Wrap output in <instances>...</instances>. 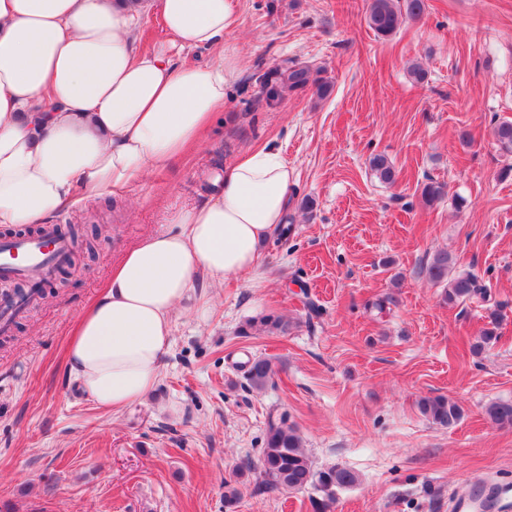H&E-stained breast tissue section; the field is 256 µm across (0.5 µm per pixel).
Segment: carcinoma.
I'll list each match as a JSON object with an SVG mask.
<instances>
[{
    "instance_id": "obj_1",
    "label": "carcinoma",
    "mask_w": 512,
    "mask_h": 512,
    "mask_svg": "<svg viewBox=\"0 0 512 512\" xmlns=\"http://www.w3.org/2000/svg\"><path fill=\"white\" fill-rule=\"evenodd\" d=\"M424 10L425 0H371L366 22L377 36L388 38L397 34L404 20L418 18ZM262 85L269 105L286 93L301 94L311 88L314 96L324 99L332 91L331 82L321 76V70L293 61L265 72ZM493 137L503 153L512 154V121L498 123L493 128ZM369 168L380 183L388 186L395 184L396 170L386 156H372ZM444 194V186L433 180L425 183L421 189L422 201L427 205L438 202ZM425 273L431 282L442 286L443 299L450 305L463 304L477 296L487 295V286L481 284L475 274L458 270L454 256L444 249L432 254ZM488 319V327L473 344V351L477 353L497 339L499 309L492 310ZM290 328L288 320L267 314L248 320L239 334H286ZM274 375L271 360L258 357L249 365L247 380L251 387L262 390L273 380ZM419 409L428 421L443 427H450L462 418L461 407L443 395L421 398ZM485 416L495 426L512 427V401L489 403L485 407ZM259 477L260 487L267 491L312 489L321 494V498L313 500L317 512H328L336 500V490L358 482V475L344 467L314 468L296 426L288 422L284 414L268 419L259 458Z\"/></svg>"
}]
</instances>
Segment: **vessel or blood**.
<instances>
[{
  "mask_svg": "<svg viewBox=\"0 0 512 512\" xmlns=\"http://www.w3.org/2000/svg\"><path fill=\"white\" fill-rule=\"evenodd\" d=\"M69 253L68 239L56 229L47 228L35 235L0 239V277L28 275L39 271L36 287H43L53 269L62 264ZM38 300L30 295L12 304L0 302V333L9 334L24 312Z\"/></svg>",
  "mask_w": 512,
  "mask_h": 512,
  "instance_id": "b4317fda",
  "label": "vessel or blood"
}]
</instances>
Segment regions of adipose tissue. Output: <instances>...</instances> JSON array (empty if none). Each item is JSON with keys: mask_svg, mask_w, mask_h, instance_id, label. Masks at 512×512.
Returning <instances> with one entry per match:
<instances>
[{"mask_svg": "<svg viewBox=\"0 0 512 512\" xmlns=\"http://www.w3.org/2000/svg\"><path fill=\"white\" fill-rule=\"evenodd\" d=\"M237 4L0 0V226L40 225L80 198L120 194L196 145L239 74L224 49L240 24ZM148 10L167 37L142 53L136 25ZM192 48L215 58H183ZM293 184L276 148L242 155L225 164L215 193L123 252L68 342V377L88 401L116 412L155 388L178 306L198 279L261 266Z\"/></svg>", "mask_w": 512, "mask_h": 512, "instance_id": "obj_1", "label": "adipose tissue"}]
</instances>
